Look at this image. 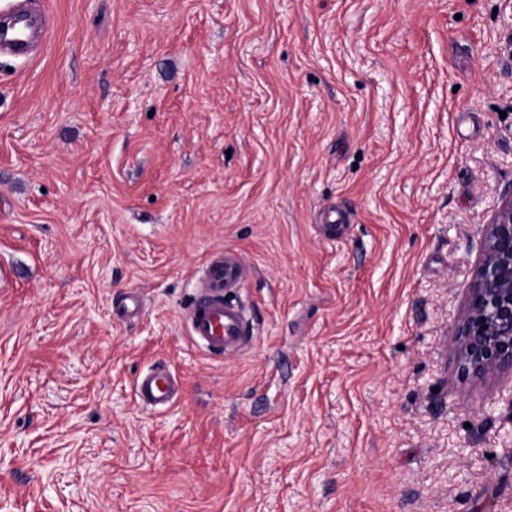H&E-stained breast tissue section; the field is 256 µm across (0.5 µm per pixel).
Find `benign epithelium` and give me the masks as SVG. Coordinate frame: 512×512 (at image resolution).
<instances>
[{"mask_svg":"<svg viewBox=\"0 0 512 512\" xmlns=\"http://www.w3.org/2000/svg\"><path fill=\"white\" fill-rule=\"evenodd\" d=\"M451 344L462 372L490 379L512 369V196L485 225L483 248Z\"/></svg>","mask_w":512,"mask_h":512,"instance_id":"benign-epithelium-1","label":"benign epithelium"}]
</instances>
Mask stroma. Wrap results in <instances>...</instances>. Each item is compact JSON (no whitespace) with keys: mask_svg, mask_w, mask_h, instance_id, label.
Returning <instances> with one entry per match:
<instances>
[{"mask_svg":"<svg viewBox=\"0 0 512 512\" xmlns=\"http://www.w3.org/2000/svg\"><path fill=\"white\" fill-rule=\"evenodd\" d=\"M38 3L0 58V512H512V371L448 343L512 194V0ZM224 249L254 339L219 358L184 311ZM47 38L48 30L41 13L33 12L24 4L13 0H10L6 8H0L1 50L27 56L35 41L44 46ZM134 392L146 407L164 411L176 401L179 381L169 372L152 370L136 379Z\"/></svg>","mask_w":512,"mask_h":512,"instance_id":"stroma-1","label":"stroma"}]
</instances>
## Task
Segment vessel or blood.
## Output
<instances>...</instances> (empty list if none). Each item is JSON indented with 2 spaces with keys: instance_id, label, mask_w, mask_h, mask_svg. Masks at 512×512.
Here are the masks:
<instances>
[{
  "instance_id": "obj_1",
  "label": "vessel or blood",
  "mask_w": 512,
  "mask_h": 512,
  "mask_svg": "<svg viewBox=\"0 0 512 512\" xmlns=\"http://www.w3.org/2000/svg\"><path fill=\"white\" fill-rule=\"evenodd\" d=\"M47 38L43 15L27 9L21 0H10L6 8H0L1 49L26 56L33 43H46ZM249 273V266L231 252L211 258L200 273L185 321L193 341L210 354L237 350L253 333L245 306L231 299ZM134 392L146 407L163 411L174 404L179 382L169 372L153 370L136 379Z\"/></svg>"
}]
</instances>
